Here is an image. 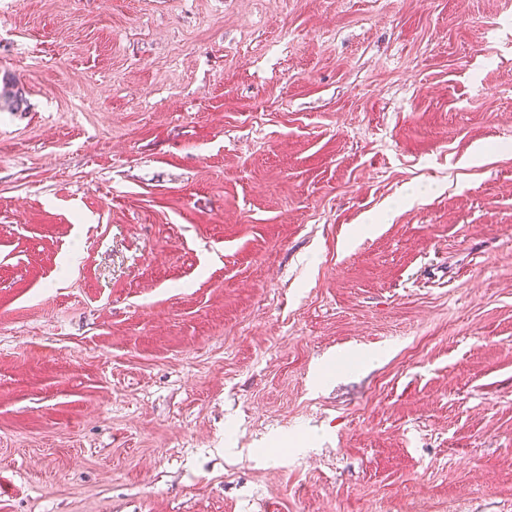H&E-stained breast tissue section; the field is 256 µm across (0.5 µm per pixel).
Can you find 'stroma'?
Returning <instances> with one entry per match:
<instances>
[{
    "instance_id": "stroma-1",
    "label": "stroma",
    "mask_w": 512,
    "mask_h": 512,
    "mask_svg": "<svg viewBox=\"0 0 512 512\" xmlns=\"http://www.w3.org/2000/svg\"><path fill=\"white\" fill-rule=\"evenodd\" d=\"M0 512H512V0H0Z\"/></svg>"
}]
</instances>
